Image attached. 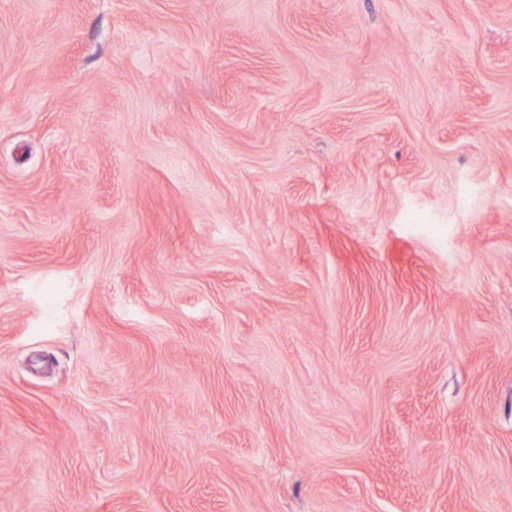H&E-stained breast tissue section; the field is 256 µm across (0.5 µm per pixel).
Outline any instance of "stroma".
Wrapping results in <instances>:
<instances>
[{"label":"stroma","instance_id":"35a3bbf8","mask_svg":"<svg viewBox=\"0 0 512 512\" xmlns=\"http://www.w3.org/2000/svg\"><path fill=\"white\" fill-rule=\"evenodd\" d=\"M0 512H512V0H0Z\"/></svg>","mask_w":512,"mask_h":512}]
</instances>
